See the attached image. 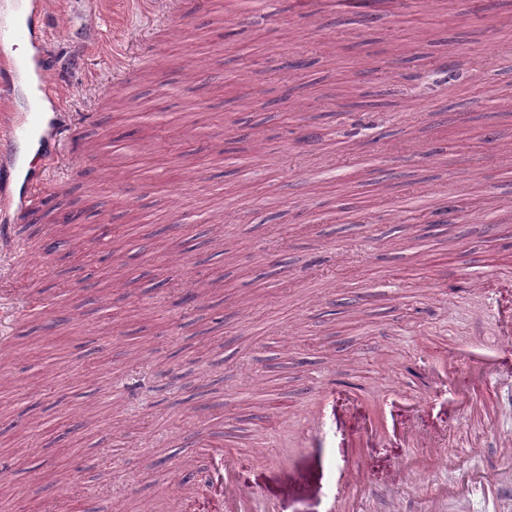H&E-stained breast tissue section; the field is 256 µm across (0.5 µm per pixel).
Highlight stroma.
Segmentation results:
<instances>
[{"instance_id": "1", "label": "stroma", "mask_w": 512, "mask_h": 512, "mask_svg": "<svg viewBox=\"0 0 512 512\" xmlns=\"http://www.w3.org/2000/svg\"><path fill=\"white\" fill-rule=\"evenodd\" d=\"M404 3L423 23L394 42L393 14L366 26L331 4L179 0L169 16L162 0H52L53 77L72 112L97 110L81 139L113 145L127 191L101 184V158L74 172L25 156L43 212L86 207L100 185L113 199L77 224L74 271L51 255L18 268L56 305L18 312L0 298V344L14 345L0 365V512L72 493L94 512H143L162 486L180 512H221L204 489L181 496L185 469L209 462L191 443L201 433L239 458L251 512H489L467 483L485 474L512 512V345L495 309L512 303V9L482 19L471 0ZM243 13L268 20L246 28ZM116 32L158 43L154 83L113 74ZM425 51L483 64L427 76ZM400 55L395 82L371 81ZM300 58L310 67L286 68ZM336 142L356 157L338 160ZM373 159L392 161L388 186L368 175ZM428 190L456 204L453 224L386 223L402 194ZM115 218L132 229L119 251L101 230ZM476 276L486 294L470 292ZM130 279L141 318L102 342L121 305L105 284ZM176 283L201 290L199 308L178 305ZM61 308L62 342L15 337ZM471 349L490 350V379L449 372ZM117 381L140 382L138 400L112 403ZM31 402L39 421L11 431ZM309 414L335 447H313Z\"/></svg>"}]
</instances>
